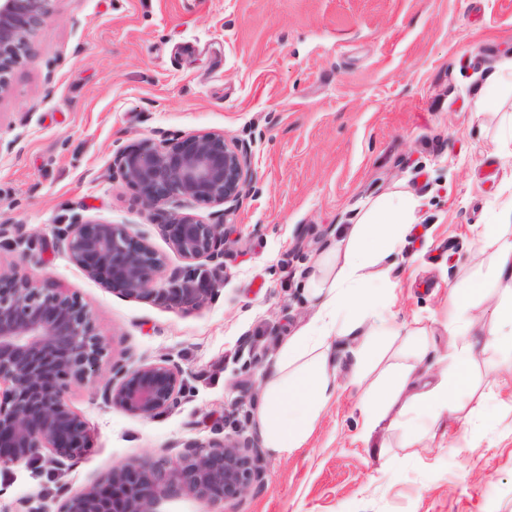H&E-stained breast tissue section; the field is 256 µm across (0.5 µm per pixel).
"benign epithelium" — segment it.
<instances>
[{
  "label": "benign epithelium",
  "instance_id": "benign-epithelium-1",
  "mask_svg": "<svg viewBox=\"0 0 512 512\" xmlns=\"http://www.w3.org/2000/svg\"><path fill=\"white\" fill-rule=\"evenodd\" d=\"M51 0H0V98L7 74L21 63L29 38L50 16ZM112 173L136 185L147 206L172 205L165 229L172 249L186 262L183 275L150 287L164 257L133 240L120 224L80 216L57 228L72 262L85 274L135 298L152 293L185 308L214 297L224 275L223 205H239L252 188L249 146L222 130L173 140H144L118 150ZM192 203L219 206L214 222L184 211ZM106 348L92 311L60 287L39 288L30 280L0 273V468L46 462L60 473L91 448L92 435L67 403L69 386L99 371ZM186 371L172 356L128 368L112 365L100 388L105 404L130 415L155 417L178 407L189 394ZM261 450L250 437L225 435L183 443L179 460L114 466L84 491L62 498L58 512H157L171 485L206 502H229L264 481Z\"/></svg>",
  "mask_w": 512,
  "mask_h": 512
}]
</instances>
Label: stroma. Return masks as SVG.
Wrapping results in <instances>:
<instances>
[{
    "instance_id": "1",
    "label": "stroma",
    "mask_w": 512,
    "mask_h": 512,
    "mask_svg": "<svg viewBox=\"0 0 512 512\" xmlns=\"http://www.w3.org/2000/svg\"><path fill=\"white\" fill-rule=\"evenodd\" d=\"M30 55L0 98V225L33 241L0 247V272L67 288L94 314L112 364L169 354L190 395L153 418L106 406L100 375L67 402L91 428L65 473L76 494L118 464L172 444L243 432L259 437L265 370L316 309L314 267L348 238L369 203L417 202L405 243L385 262L382 296L397 323L428 333L433 372L450 368L448 289L485 276L476 235L512 199V0H52ZM483 109H476L477 101ZM221 130L250 144L257 194L224 216L217 296L188 309L90 279L57 243L73 215L122 225L165 259L153 287L185 266L138 188L112 157L143 139ZM362 337H339L336 396L302 448L263 451L262 487L208 503L173 486L158 512H512V375L488 349L447 431L367 429L352 385ZM259 363H252V356ZM41 496L46 469L0 470V512Z\"/></svg>"
}]
</instances>
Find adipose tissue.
Returning <instances> with one entry per match:
<instances>
[{"mask_svg":"<svg viewBox=\"0 0 512 512\" xmlns=\"http://www.w3.org/2000/svg\"><path fill=\"white\" fill-rule=\"evenodd\" d=\"M416 203L396 194L370 208L351 235L339 245L340 266L317 267L309 282L310 299L317 308L315 320L287 341L266 372L265 402L257 418L267 448L283 454L299 448L336 394V377L330 367L329 340L354 334L364 343L355 357L353 381L362 386L361 413L367 428L387 423L402 429L406 445L420 422L429 428L447 424L458 414L455 395L472 386L471 368L478 347L512 350V205L499 213L496 223L483 225L477 234L482 250L490 251L489 279H473L448 293V334L456 366L452 372L431 377L424 358L388 370L384 390L365 381L378 356L376 346L399 330L379 300L374 283L378 264L394 252L410 230ZM498 288L500 303L490 327L475 329L466 313L471 302L487 287Z\"/></svg>","mask_w":512,"mask_h":512,"instance_id":"adipose-tissue-1","label":"adipose tissue"}]
</instances>
